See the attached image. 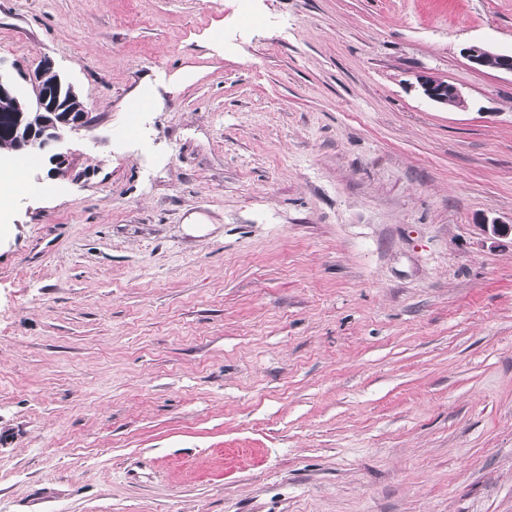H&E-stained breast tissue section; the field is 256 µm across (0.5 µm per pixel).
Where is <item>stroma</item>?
I'll return each mask as SVG.
<instances>
[{"instance_id":"obj_1","label":"stroma","mask_w":512,"mask_h":512,"mask_svg":"<svg viewBox=\"0 0 512 512\" xmlns=\"http://www.w3.org/2000/svg\"><path fill=\"white\" fill-rule=\"evenodd\" d=\"M473 43L512 0H0V64L93 124L0 213V512H512V75ZM464 55L476 66L512 75V52H497L483 44H472L464 49ZM421 88L423 93L432 101L448 107V102H454L456 106L465 107V101L457 89L448 82L431 77L422 78Z\"/></svg>"}]
</instances>
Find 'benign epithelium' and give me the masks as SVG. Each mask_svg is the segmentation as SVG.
Listing matches in <instances>:
<instances>
[{
	"label": "benign epithelium",
	"instance_id": "benign-epithelium-1",
	"mask_svg": "<svg viewBox=\"0 0 512 512\" xmlns=\"http://www.w3.org/2000/svg\"><path fill=\"white\" fill-rule=\"evenodd\" d=\"M465 57L474 65L482 68H491L497 72L512 74V52H497L483 44H472L464 49ZM22 79L32 87L33 96L38 100L39 111L57 112L62 95L77 97L75 87L67 80L61 79V74L53 62L44 58L31 73L22 71L17 66L10 68L0 67V99H10L16 87L17 80ZM423 93L432 101L442 105L450 102L459 107L465 106V101L457 89L445 81L426 77L421 81ZM25 126V110L17 107L13 110L0 113V130L8 131L11 136ZM91 121L88 114L75 121L61 120L49 122L40 132L27 130L20 136L16 149L33 154H42L49 158L53 168L49 173L53 177H65L69 174L72 164L69 157L58 152V145L72 131L89 129ZM480 227L485 235L496 238L512 236V222L504 223L497 219L492 221L483 219Z\"/></svg>",
	"mask_w": 512,
	"mask_h": 512
}]
</instances>
